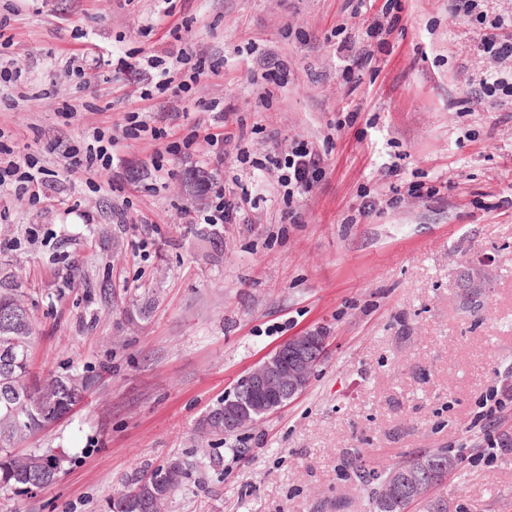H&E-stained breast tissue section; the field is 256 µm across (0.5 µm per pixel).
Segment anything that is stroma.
I'll return each instance as SVG.
<instances>
[{
    "label": "stroma",
    "instance_id": "35a3bbf8",
    "mask_svg": "<svg viewBox=\"0 0 512 512\" xmlns=\"http://www.w3.org/2000/svg\"><path fill=\"white\" fill-rule=\"evenodd\" d=\"M1 16L21 79L0 96V131L15 157L40 158L56 202L0 196V274L23 292L36 374L93 384L21 446L64 449L59 479L0 488V512H111L135 471L173 459L185 474L165 512H374L353 457L382 473L433 448L460 462L434 489L450 512H512V99L470 85L492 69L511 80L512 63L478 53L484 29L448 0H0ZM185 42L224 65L181 97L115 72ZM264 54L288 79L265 107L250 81ZM83 55L88 88L70 70ZM214 98L253 157L313 142L325 174L301 223H281L272 190L236 222L191 223L207 184L251 183L238 146L210 154ZM132 108L167 112L171 141L191 148L166 155L161 179L155 143L124 140V166L90 191L63 146L120 132ZM412 182L436 197H393ZM474 269L484 285L468 296ZM316 327L327 355L298 399L231 434L202 430L248 371ZM492 388L504 408L486 429Z\"/></svg>",
    "mask_w": 512,
    "mask_h": 512
}]
</instances>
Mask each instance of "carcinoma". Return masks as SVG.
Returning a JSON list of instances; mask_svg holds the SVG:
<instances>
[{
    "mask_svg": "<svg viewBox=\"0 0 512 512\" xmlns=\"http://www.w3.org/2000/svg\"><path fill=\"white\" fill-rule=\"evenodd\" d=\"M32 324L13 281L0 280V350H14L7 364L0 363V486L19 489L39 488L57 479L65 462V452L38 448L16 453L14 448L35 432L55 423L79 405L90 388L84 375L68 374L37 377L31 368ZM356 478L365 485L371 481L382 486L390 472L370 475L359 459H354ZM183 464L170 461L146 467L135 473L130 489L120 495H150L165 499L178 487ZM374 512H410L418 505L423 512H449L448 500L425 493L414 498L388 494L375 497Z\"/></svg>",
    "mask_w": 512,
    "mask_h": 512,
    "instance_id": "cac0c4a2",
    "label": "carcinoma"
}]
</instances>
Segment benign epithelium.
<instances>
[{
    "instance_id": "1",
    "label": "benign epithelium",
    "mask_w": 512,
    "mask_h": 512,
    "mask_svg": "<svg viewBox=\"0 0 512 512\" xmlns=\"http://www.w3.org/2000/svg\"><path fill=\"white\" fill-rule=\"evenodd\" d=\"M325 341L321 329L308 330L288 340L241 380L239 399L224 409V432L231 433L257 423L301 395L324 352ZM427 466L416 463L392 471L389 488H397L413 495L426 487ZM157 499H140L119 504V512H157Z\"/></svg>"
}]
</instances>
